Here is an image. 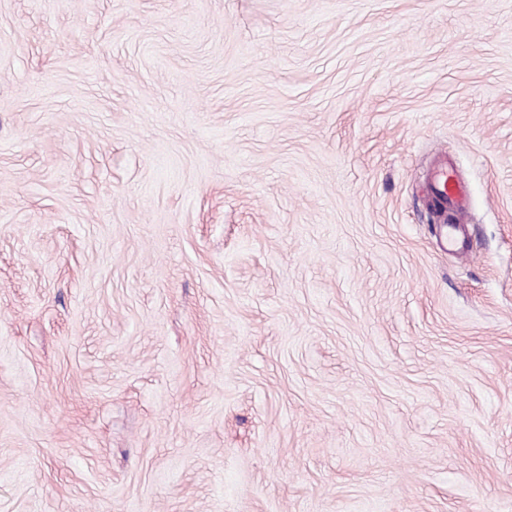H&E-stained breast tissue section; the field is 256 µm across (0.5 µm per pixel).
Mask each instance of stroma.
Here are the masks:
<instances>
[{
    "label": "stroma",
    "instance_id": "stroma-1",
    "mask_svg": "<svg viewBox=\"0 0 512 512\" xmlns=\"http://www.w3.org/2000/svg\"><path fill=\"white\" fill-rule=\"evenodd\" d=\"M0 512H512V0H0ZM433 186L435 188L434 206L439 211L448 209L455 214V221L448 222V247L457 249L462 245L461 234L465 231L463 224V215L468 208L466 193L462 187L456 185L453 181L448 184V168L446 166L439 167L433 174Z\"/></svg>",
    "mask_w": 512,
    "mask_h": 512
}]
</instances>
